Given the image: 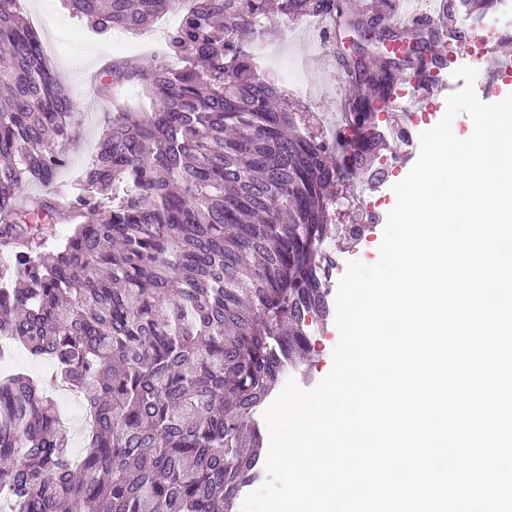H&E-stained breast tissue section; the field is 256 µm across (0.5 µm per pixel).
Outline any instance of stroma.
Wrapping results in <instances>:
<instances>
[{"label":"stroma","instance_id":"stroma-1","mask_svg":"<svg viewBox=\"0 0 512 512\" xmlns=\"http://www.w3.org/2000/svg\"><path fill=\"white\" fill-rule=\"evenodd\" d=\"M19 8L39 32L47 63L58 81L70 89L78 112L72 138L59 148L63 161L54 181L47 185L27 184L20 194L68 198L78 191L84 169L112 115L113 99H120L143 112L150 106L138 82L132 80L113 86L112 64L129 60L136 68L148 70L160 61L164 47L155 41L149 28L135 35L94 32L72 16L60 0H19ZM456 21L472 37L488 40L489 53L473 64L477 71L475 91H482L484 82L491 81L497 88V99L512 94V80L494 73L497 61H512V41H504L501 34L492 33V14H484L479 23L462 14L457 15ZM261 38L267 45L282 48L288 60V89L293 97L308 104L319 115L344 124V113L333 91L311 82L307 73L311 67L321 72L330 70L332 62L328 55L312 49L304 30L288 31L286 21L278 18L266 24ZM382 237L383 230L378 227L352 247L331 234L324 238L321 248L333 253L341 265L352 261L370 265L379 258ZM338 341L334 320H327L323 329L314 330L313 348L298 370L290 371V378L303 389L315 387L329 372Z\"/></svg>","mask_w":512,"mask_h":512}]
</instances>
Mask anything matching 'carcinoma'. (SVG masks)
<instances>
[{
	"label": "carcinoma",
	"mask_w": 512,
	"mask_h": 512,
	"mask_svg": "<svg viewBox=\"0 0 512 512\" xmlns=\"http://www.w3.org/2000/svg\"><path fill=\"white\" fill-rule=\"evenodd\" d=\"M0 0V338L50 357L53 388L82 394L93 418L79 456L46 384L0 377V512H233L263 478L255 413L310 352L330 314L316 245L346 166L375 171L374 103L403 66L448 68L439 24L394 29L374 6L354 16L364 45L341 57L358 87L346 122L356 140L327 145L305 107L260 74L251 45L266 17L340 26L336 0H193L167 35L165 61L112 80L143 83L148 112L113 103L79 192L18 203L51 183L72 137L75 102L42 42ZM97 30L136 32L172 0H65ZM42 223L65 224L53 242ZM349 245L366 225L339 224Z\"/></svg>",
	"instance_id": "1"
}]
</instances>
